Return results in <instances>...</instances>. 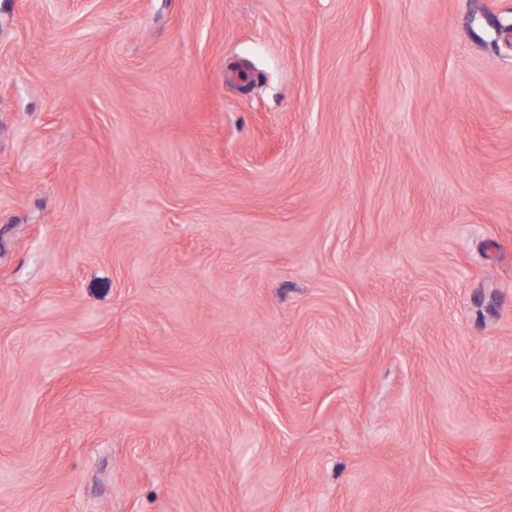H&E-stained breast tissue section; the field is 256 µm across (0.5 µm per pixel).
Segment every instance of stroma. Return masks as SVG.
Segmentation results:
<instances>
[{
  "mask_svg": "<svg viewBox=\"0 0 512 512\" xmlns=\"http://www.w3.org/2000/svg\"><path fill=\"white\" fill-rule=\"evenodd\" d=\"M0 512H512V0H0Z\"/></svg>",
  "mask_w": 512,
  "mask_h": 512,
  "instance_id": "35a3bbf8",
  "label": "stroma"
}]
</instances>
